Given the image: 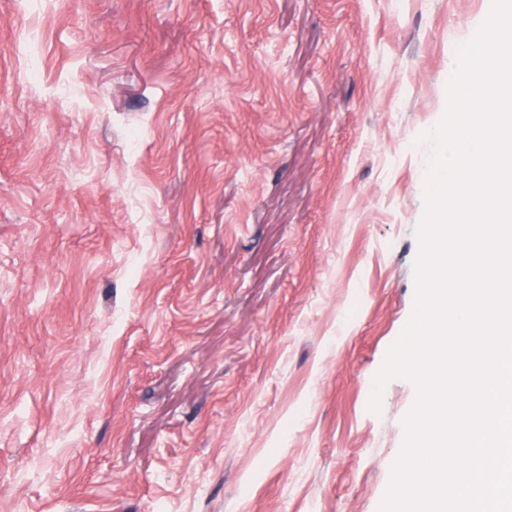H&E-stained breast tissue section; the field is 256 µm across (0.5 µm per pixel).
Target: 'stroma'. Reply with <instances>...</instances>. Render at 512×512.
I'll return each mask as SVG.
<instances>
[{
	"label": "stroma",
	"instance_id": "stroma-1",
	"mask_svg": "<svg viewBox=\"0 0 512 512\" xmlns=\"http://www.w3.org/2000/svg\"><path fill=\"white\" fill-rule=\"evenodd\" d=\"M492 5L0 0V512H380Z\"/></svg>",
	"mask_w": 512,
	"mask_h": 512
}]
</instances>
